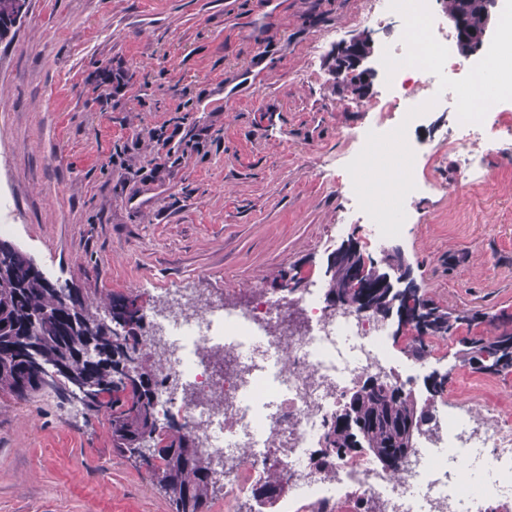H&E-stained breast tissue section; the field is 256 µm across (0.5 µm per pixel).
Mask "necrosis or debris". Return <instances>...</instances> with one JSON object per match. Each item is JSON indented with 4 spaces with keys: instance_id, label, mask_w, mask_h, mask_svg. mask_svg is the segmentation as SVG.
<instances>
[{
    "instance_id": "4bbe7bcc",
    "label": "necrosis or debris",
    "mask_w": 512,
    "mask_h": 512,
    "mask_svg": "<svg viewBox=\"0 0 512 512\" xmlns=\"http://www.w3.org/2000/svg\"><path fill=\"white\" fill-rule=\"evenodd\" d=\"M364 20L386 34L395 57L405 54L403 18L389 0H368ZM438 86L429 72L398 70L366 104L374 132L407 119L401 104L415 89L447 103ZM147 320L159 410L185 422L211 458L224 512L283 470L305 491L297 512H512V420L494 407L460 402L434 413L420 433L424 447L393 472L360 454L320 464L326 429L349 391L375 374L411 390L429 366L397 371L379 316L330 310L317 288L261 291L245 307L169 288Z\"/></svg>"
}]
</instances>
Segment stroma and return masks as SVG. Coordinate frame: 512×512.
<instances>
[{
	"mask_svg": "<svg viewBox=\"0 0 512 512\" xmlns=\"http://www.w3.org/2000/svg\"><path fill=\"white\" fill-rule=\"evenodd\" d=\"M363 0H28L0 40V195L7 239L52 282L147 304L165 288L270 291L282 269L324 278L351 241L400 251L441 306L512 320V140L458 180L454 112L412 131L432 184L385 249L348 217L351 138L372 118L332 75L335 41L365 31ZM335 32L327 40L326 32ZM235 90L226 99V90ZM174 154L158 165V137ZM481 323L427 355L444 394L512 413V374L457 355ZM0 512H171L112 449L105 418L50 397L0 396Z\"/></svg>",
	"mask_w": 512,
	"mask_h": 512,
	"instance_id": "35a3bbf8",
	"label": "stroma"
}]
</instances>
